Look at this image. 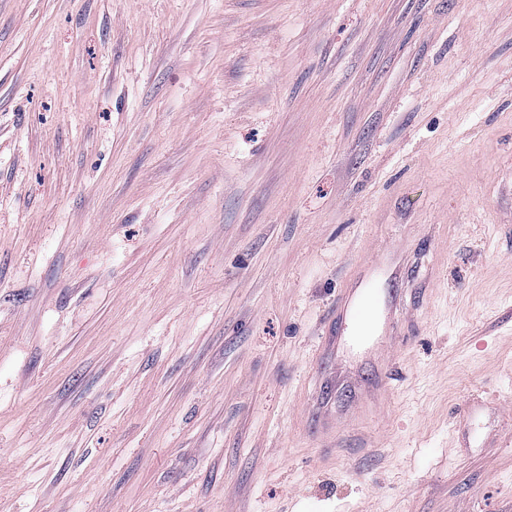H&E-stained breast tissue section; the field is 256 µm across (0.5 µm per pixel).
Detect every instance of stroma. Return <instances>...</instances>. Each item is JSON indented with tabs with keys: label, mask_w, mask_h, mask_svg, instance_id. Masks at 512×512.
Listing matches in <instances>:
<instances>
[{
	"label": "stroma",
	"mask_w": 512,
	"mask_h": 512,
	"mask_svg": "<svg viewBox=\"0 0 512 512\" xmlns=\"http://www.w3.org/2000/svg\"><path fill=\"white\" fill-rule=\"evenodd\" d=\"M0 512H512V0H0ZM376 294L373 288L359 290L345 289L339 301L336 303V312L342 321L350 325H358L366 322L374 313Z\"/></svg>",
	"instance_id": "stroma-1"
}]
</instances>
